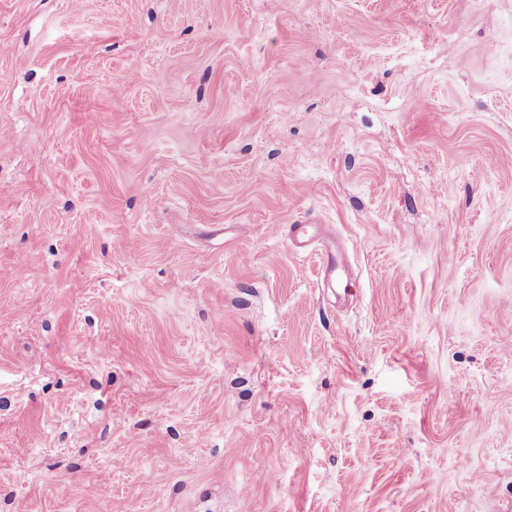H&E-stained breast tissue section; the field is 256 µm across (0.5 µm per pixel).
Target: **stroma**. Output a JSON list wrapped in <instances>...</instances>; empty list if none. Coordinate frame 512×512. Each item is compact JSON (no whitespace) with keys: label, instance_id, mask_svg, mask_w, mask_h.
I'll use <instances>...</instances> for the list:
<instances>
[{"label":"stroma","instance_id":"35a3bbf8","mask_svg":"<svg viewBox=\"0 0 512 512\" xmlns=\"http://www.w3.org/2000/svg\"><path fill=\"white\" fill-rule=\"evenodd\" d=\"M0 512H512V0H0Z\"/></svg>","mask_w":512,"mask_h":512}]
</instances>
